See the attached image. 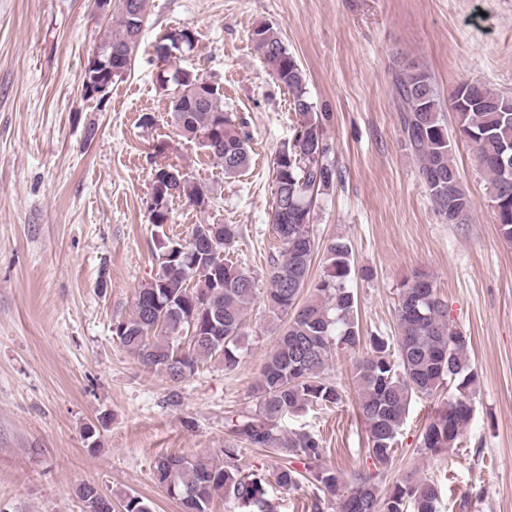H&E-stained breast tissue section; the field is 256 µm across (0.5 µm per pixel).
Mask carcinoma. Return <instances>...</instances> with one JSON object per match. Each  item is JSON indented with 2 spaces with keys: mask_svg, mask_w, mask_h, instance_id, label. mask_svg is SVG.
Masks as SVG:
<instances>
[{
  "mask_svg": "<svg viewBox=\"0 0 512 512\" xmlns=\"http://www.w3.org/2000/svg\"><path fill=\"white\" fill-rule=\"evenodd\" d=\"M146 20L147 0H125L116 14L115 31L99 47L115 62L132 61ZM252 34L260 36L255 49L269 74L287 89L297 118L292 141L273 162L271 223L281 259L273 263L260 296L255 280L234 261L238 225L196 224L187 244L163 245L161 272L141 285L131 315L113 322L112 335L175 384L212 359L223 361L226 370L239 365L245 314L260 297L280 321L277 339L253 389L255 409L231 424L224 464L204 456H164L155 462V481L181 512H211L214 498L221 495L246 512H275L265 479L238 464L246 446L282 458L274 474L276 486L311 484V512H323L333 497L336 512H440L439 483L425 478L385 490L371 475L347 481L341 472L319 464L324 448L316 434H289L281 428L290 415L344 402L342 389L323 372L333 355L346 350L358 354L356 407L365 424L369 457L389 464L411 401L452 388L448 403L428 419L420 443L426 454H444L460 447L472 417L475 375L467 357L470 337L450 324L448 305L425 272L399 285L391 336L363 335L358 297L346 286L351 248L342 239L326 246L328 269L315 284V297L300 301L318 248L310 231V197L336 180L325 136L332 115L315 111L304 71L279 34L268 25ZM165 75L181 88L170 101L172 123L183 134L210 140L209 156L224 174L244 170L249 164L248 136L236 117L224 111L221 94L202 86L204 78L176 67ZM395 88L403 108V140L418 161L430 202L445 223H469L472 201L454 162L453 135L431 75L418 65L409 66L397 74ZM450 100L457 132L489 177L500 235L512 242V179L504 176V167L512 163V96L463 81L453 88ZM156 183L149 219L158 230L168 222L173 197L184 196L201 209L208 206L200 197L205 186L175 165L156 169ZM295 459L303 469L296 468ZM77 495L85 512H110L111 500L99 487L85 483Z\"/></svg>",
  "mask_w": 512,
  "mask_h": 512,
  "instance_id": "1",
  "label": "carcinoma"
}]
</instances>
